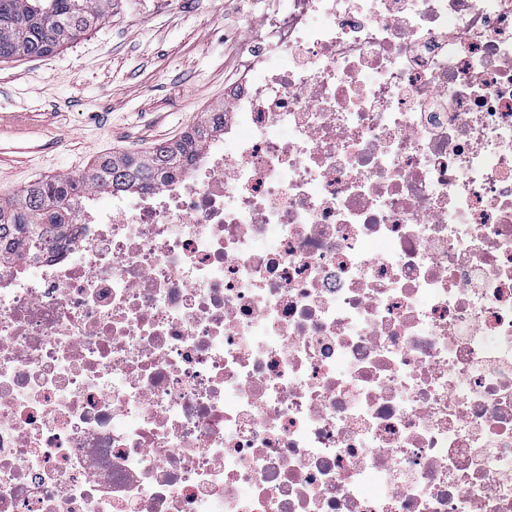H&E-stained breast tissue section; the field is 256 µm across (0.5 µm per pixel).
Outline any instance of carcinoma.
<instances>
[{"label": "carcinoma", "instance_id": "carcinoma-1", "mask_svg": "<svg viewBox=\"0 0 512 512\" xmlns=\"http://www.w3.org/2000/svg\"><path fill=\"white\" fill-rule=\"evenodd\" d=\"M112 12V0H0V61L43 57L71 44ZM224 128V110L205 114L177 141L145 155L104 156L81 175L30 185L22 196L0 203V254L19 262L64 236L70 216L86 193L121 188L139 192L184 171Z\"/></svg>", "mask_w": 512, "mask_h": 512}]
</instances>
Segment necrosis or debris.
<instances>
[{
  "mask_svg": "<svg viewBox=\"0 0 512 512\" xmlns=\"http://www.w3.org/2000/svg\"><path fill=\"white\" fill-rule=\"evenodd\" d=\"M250 47L182 176L0 256V512H512V0Z\"/></svg>",
  "mask_w": 512,
  "mask_h": 512,
  "instance_id": "4bbe7bcc",
  "label": "necrosis or debris"
}]
</instances>
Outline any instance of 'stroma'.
<instances>
[{
	"mask_svg": "<svg viewBox=\"0 0 512 512\" xmlns=\"http://www.w3.org/2000/svg\"><path fill=\"white\" fill-rule=\"evenodd\" d=\"M270 0H117L103 23L40 58L0 62V199L99 157L179 139L224 104Z\"/></svg>",
	"mask_w": 512,
	"mask_h": 512,
	"instance_id": "35a3bbf8",
	"label": "stroma"
}]
</instances>
